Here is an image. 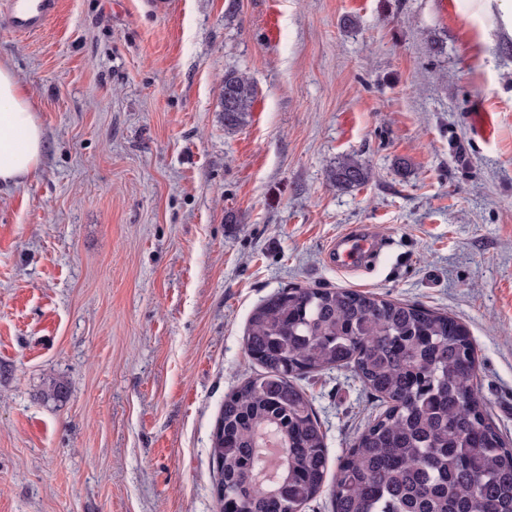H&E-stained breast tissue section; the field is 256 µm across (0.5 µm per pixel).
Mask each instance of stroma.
<instances>
[{
    "label": "stroma",
    "instance_id": "obj_1",
    "mask_svg": "<svg viewBox=\"0 0 512 512\" xmlns=\"http://www.w3.org/2000/svg\"><path fill=\"white\" fill-rule=\"evenodd\" d=\"M0 61L44 129L0 186V512H216L211 436L257 372L252 310L349 288L445 312L512 441V37L471 0H59ZM253 79L224 128V73ZM487 113L489 134L473 116ZM365 161L364 186L330 180ZM385 246L336 270V236ZM66 393L46 394L52 382ZM330 465L378 412L349 367L301 376ZM330 173L331 181L341 189L361 186L370 180L372 174L368 164L354 157L339 161Z\"/></svg>",
    "mask_w": 512,
    "mask_h": 512
}]
</instances>
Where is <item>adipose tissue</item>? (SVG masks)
I'll return each instance as SVG.
<instances>
[{"mask_svg": "<svg viewBox=\"0 0 512 512\" xmlns=\"http://www.w3.org/2000/svg\"><path fill=\"white\" fill-rule=\"evenodd\" d=\"M44 130L28 90L0 62V184L21 181L40 164Z\"/></svg>", "mask_w": 512, "mask_h": 512, "instance_id": "ef3b65f1", "label": "adipose tissue"}]
</instances>
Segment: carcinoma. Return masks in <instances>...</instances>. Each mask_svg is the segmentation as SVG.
Instances as JSON below:
<instances>
[{"label": "carcinoma", "mask_w": 512, "mask_h": 512, "mask_svg": "<svg viewBox=\"0 0 512 512\" xmlns=\"http://www.w3.org/2000/svg\"><path fill=\"white\" fill-rule=\"evenodd\" d=\"M256 88L224 73V129L252 111ZM347 157L330 179L367 183ZM261 368L224 396L210 456L217 512H301L325 485V434L294 379L353 367L382 411L339 462L333 512H512V443L490 422L465 327L446 314L345 288H281L245 336Z\"/></svg>", "instance_id": "cac0c4a2"}]
</instances>
